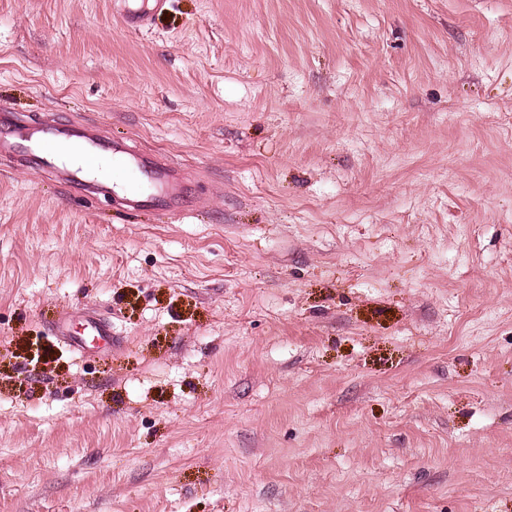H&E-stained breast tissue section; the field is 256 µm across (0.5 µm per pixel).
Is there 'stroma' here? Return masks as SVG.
<instances>
[{"instance_id": "stroma-1", "label": "stroma", "mask_w": 512, "mask_h": 512, "mask_svg": "<svg viewBox=\"0 0 512 512\" xmlns=\"http://www.w3.org/2000/svg\"><path fill=\"white\" fill-rule=\"evenodd\" d=\"M119 10L0 0V103L194 207L0 160V512H512V0ZM167 0H123L120 17L131 31L148 26L153 17L163 10ZM112 171L124 189L137 196L145 187L147 195L136 198L132 209L164 207L181 209L186 202L187 178L183 170L163 155L147 157L136 146L113 144L108 148Z\"/></svg>"}]
</instances>
